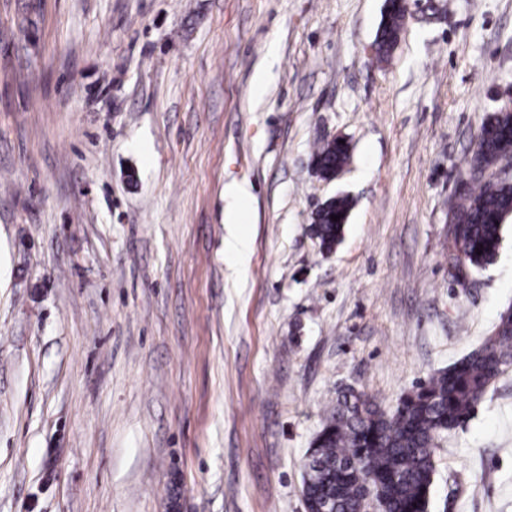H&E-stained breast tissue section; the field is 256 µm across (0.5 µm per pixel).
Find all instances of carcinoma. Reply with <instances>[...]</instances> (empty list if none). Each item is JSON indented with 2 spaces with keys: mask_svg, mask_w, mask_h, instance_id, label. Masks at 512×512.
<instances>
[{
  "mask_svg": "<svg viewBox=\"0 0 512 512\" xmlns=\"http://www.w3.org/2000/svg\"><path fill=\"white\" fill-rule=\"evenodd\" d=\"M404 25L403 12L386 6L375 40L376 58L391 55ZM477 139L465 170L477 166L493 171L512 160V114L490 115ZM350 158V144L325 140L312 155L313 170L327 180ZM351 208L350 199L339 196L315 211L312 230L322 251L330 253L342 241ZM333 215L340 219L332 220ZM511 215L512 182L472 180L466 192L454 193L448 203V259L463 257L466 271L492 264L503 223ZM508 365L512 366V314L502 313L478 348L413 388L390 412L363 392H342L304 464L313 471L302 488L309 512L323 507L329 512H361L369 482L381 512H428L438 440L470 417Z\"/></svg>",
  "mask_w": 512,
  "mask_h": 512,
  "instance_id": "1",
  "label": "carcinoma"
}]
</instances>
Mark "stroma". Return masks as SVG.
Wrapping results in <instances>:
<instances>
[{"mask_svg":"<svg viewBox=\"0 0 512 512\" xmlns=\"http://www.w3.org/2000/svg\"><path fill=\"white\" fill-rule=\"evenodd\" d=\"M385 3L0 0V512H305L341 390L394 410L512 307V216L492 266L448 268L512 0H410L380 61ZM429 512H512V370L446 434ZM405 15L395 6L386 5L382 14L375 43L376 58L384 59L391 55L401 40L404 31ZM336 139L345 140L342 135L323 141L312 155L314 172L322 179H332L337 169H343L350 161L351 148L348 142L339 143ZM352 204L347 196L334 197L324 203L312 216V230L320 249L330 253L342 241ZM331 215H340L333 221Z\"/></svg>","mask_w":512,"mask_h":512,"instance_id":"35a3bbf8","label":"stroma"}]
</instances>
